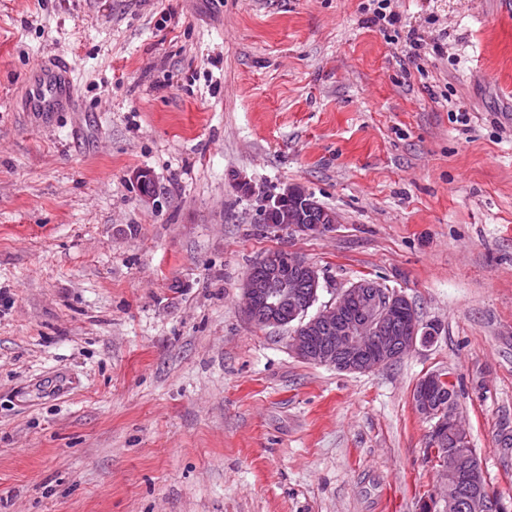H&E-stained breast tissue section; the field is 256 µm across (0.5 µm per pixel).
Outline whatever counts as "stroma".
I'll list each match as a JSON object with an SVG mask.
<instances>
[{"mask_svg": "<svg viewBox=\"0 0 512 512\" xmlns=\"http://www.w3.org/2000/svg\"><path fill=\"white\" fill-rule=\"evenodd\" d=\"M375 6L0 0V512H420L436 371L512 499V0ZM54 55L78 111H18ZM290 184L331 233L256 224ZM275 249L320 302L401 291L433 342L366 373L296 358L239 303ZM132 183L139 190L140 197L147 203L156 201V184L152 172L148 169H139L132 174Z\"/></svg>", "mask_w": 512, "mask_h": 512, "instance_id": "obj_1", "label": "stroma"}]
</instances>
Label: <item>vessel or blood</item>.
<instances>
[{"mask_svg":"<svg viewBox=\"0 0 512 512\" xmlns=\"http://www.w3.org/2000/svg\"><path fill=\"white\" fill-rule=\"evenodd\" d=\"M77 107V93L69 65L55 58L39 61L33 67L25 87L22 111L46 114Z\"/></svg>","mask_w":512,"mask_h":512,"instance_id":"vessel-or-blood-1","label":"vessel or blood"}]
</instances>
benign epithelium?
Returning <instances> with one entry per match:
<instances>
[{"mask_svg": "<svg viewBox=\"0 0 512 512\" xmlns=\"http://www.w3.org/2000/svg\"><path fill=\"white\" fill-rule=\"evenodd\" d=\"M132 183L147 203L156 201L152 172L139 169ZM258 223L266 231L283 229L299 234H325L337 223L336 213L322 207L299 185L267 197ZM264 273L247 274L241 290L248 320L259 327L289 328L288 346L299 359L346 373H366L382 368L436 332L424 325L405 294L381 289L367 294L354 282L342 288L315 314L309 309L318 300L316 290L302 296L299 281L320 283L319 270L292 252L265 255ZM445 377L424 376L413 392V405L433 422L430 454L439 466V493L425 502L427 512H512V505L484 489V474L475 465L469 433L453 400L436 406L431 394Z\"/></svg>", "mask_w": 512, "mask_h": 512, "instance_id": "1", "label": "benign epithelium"}]
</instances>
